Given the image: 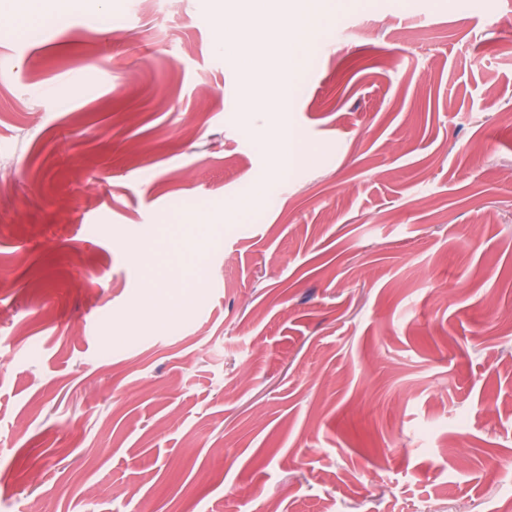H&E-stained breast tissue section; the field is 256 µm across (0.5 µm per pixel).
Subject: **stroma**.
Returning a JSON list of instances; mask_svg holds the SVG:
<instances>
[{
    "label": "stroma",
    "instance_id": "obj_1",
    "mask_svg": "<svg viewBox=\"0 0 512 512\" xmlns=\"http://www.w3.org/2000/svg\"><path fill=\"white\" fill-rule=\"evenodd\" d=\"M75 2L0 0V512L511 496L512 0H341L284 112L227 0ZM298 134L288 124H281L276 130L277 159L283 172L288 171V165L303 159L300 152Z\"/></svg>",
    "mask_w": 512,
    "mask_h": 512
}]
</instances>
